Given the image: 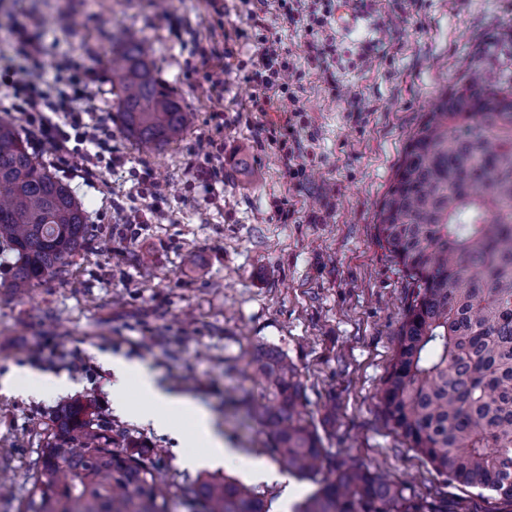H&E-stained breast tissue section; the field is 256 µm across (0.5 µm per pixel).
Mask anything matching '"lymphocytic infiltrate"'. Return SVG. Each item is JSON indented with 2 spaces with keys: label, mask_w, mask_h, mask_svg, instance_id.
I'll list each match as a JSON object with an SVG mask.
<instances>
[{
  "label": "lymphocytic infiltrate",
  "mask_w": 512,
  "mask_h": 512,
  "mask_svg": "<svg viewBox=\"0 0 512 512\" xmlns=\"http://www.w3.org/2000/svg\"><path fill=\"white\" fill-rule=\"evenodd\" d=\"M274 4L282 9L290 24L307 35V49L315 58H326L332 52L331 44L318 40L317 35L328 23L333 0H321L314 10L308 9L304 0H248L246 24L257 32L250 57L251 99L259 113L271 105L275 94L285 91L283 77L289 68L287 56L269 31L268 15ZM18 43L25 63L0 68V86L11 90V109L23 121L33 151L49 153L53 167L86 182L93 181L105 168H129L137 185L139 203L120 211V231L132 238L139 226L162 223L165 214L157 201L164 195L163 186L148 167H129L128 157L113 146L109 112H95L81 105L91 71L67 58L53 65L59 72L57 80L47 82L44 75L51 65L44 45L23 35ZM187 166L192 180L210 192L211 203L220 204L218 186L223 181L224 149L215 132L198 135Z\"/></svg>",
  "instance_id": "obj_1"
}]
</instances>
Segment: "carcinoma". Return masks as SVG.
<instances>
[{"mask_svg":"<svg viewBox=\"0 0 512 512\" xmlns=\"http://www.w3.org/2000/svg\"><path fill=\"white\" fill-rule=\"evenodd\" d=\"M124 133L143 152L175 140L188 113L156 76L144 40L112 49ZM87 210L0 118V245L15 256L8 287L22 294L60 276L86 245ZM376 238L411 292L380 406L440 475L512 502V78L473 65L408 138L379 205ZM264 399L245 394L263 451L289 474L323 476L292 512H436L404 498L383 472L335 464L300 404L288 358L262 349L251 364ZM152 448L83 407L47 438L25 512H168ZM189 512H269L236 480L205 473L181 487Z\"/></svg>","mask_w":512,"mask_h":512,"instance_id":"carcinoma-1","label":"carcinoma"}]
</instances>
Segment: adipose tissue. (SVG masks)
I'll list each match as a JSON object with an SVG mask.
<instances>
[{"label": "adipose tissue", "instance_id": "obj_1", "mask_svg": "<svg viewBox=\"0 0 512 512\" xmlns=\"http://www.w3.org/2000/svg\"><path fill=\"white\" fill-rule=\"evenodd\" d=\"M110 368L115 377L112 387L113 400H120L123 383L127 376L137 375L140 382V394L145 402L144 409L138 410L139 418L153 422L155 426L165 428L173 419L187 420L189 428L185 433L187 440L204 448L201 456L190 457L185 461L186 466L201 464H217L231 456L232 451L226 448L223 439L216 436L212 430L208 412L204 407L186 397H179L162 392L154 379L138 365L121 359L111 361Z\"/></svg>", "mask_w": 512, "mask_h": 512}]
</instances>
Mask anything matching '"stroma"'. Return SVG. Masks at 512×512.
<instances>
[{
    "instance_id": "1",
    "label": "stroma",
    "mask_w": 512,
    "mask_h": 512,
    "mask_svg": "<svg viewBox=\"0 0 512 512\" xmlns=\"http://www.w3.org/2000/svg\"><path fill=\"white\" fill-rule=\"evenodd\" d=\"M0 0V63L17 60L13 32L27 26L50 59L69 55L95 72L85 102L114 110L112 47L144 38L158 78L193 120L174 143L138 152L120 125L112 143L146 163L164 186L169 218L132 241L112 237L116 205H129L128 172L101 170L96 182L70 180L88 212L92 237L52 277L19 296L0 287V379L20 368L71 382L48 399L0 390V479L12 491L0 512H23L37 462L56 417L80 402L113 429L162 449L156 472L169 485L170 512H186L181 487L196 469L181 458L199 450L182 438L119 413L107 358L138 363L167 392L193 399L236 455L219 468L271 504L291 512L315 491L312 481L253 478L262 436L240 424L228 398L260 386L246 363L259 348L284 354L302 382L301 401L337 458L385 471L405 496L448 512H512L491 491L462 488L439 475L383 416L379 391L398 347L408 290L380 246L374 224L405 142L433 101L480 57L512 61V0H361L355 28L322 32L335 52L311 60L302 32L273 10L270 28L292 70L291 95L277 94L260 121L273 140L257 141L240 120L250 107L253 32L245 0ZM231 50L224 96L203 73ZM224 113V204L190 185L185 159L197 134ZM292 118L294 134L283 124ZM304 173L293 177L290 164ZM197 264L184 266L186 253Z\"/></svg>"
}]
</instances>
